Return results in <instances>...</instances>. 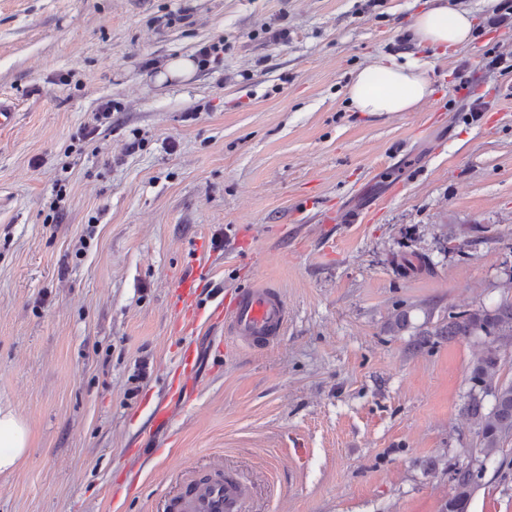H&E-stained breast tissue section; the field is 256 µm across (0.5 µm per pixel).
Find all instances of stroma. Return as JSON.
I'll list each match as a JSON object with an SVG mask.
<instances>
[{
	"label": "stroma",
	"mask_w": 512,
	"mask_h": 512,
	"mask_svg": "<svg viewBox=\"0 0 512 512\" xmlns=\"http://www.w3.org/2000/svg\"><path fill=\"white\" fill-rule=\"evenodd\" d=\"M447 2L476 24L439 51L408 30L429 0H0V406L31 431L0 512H167L213 472L244 512H443L487 340L418 335L512 300V73L487 67L512 59V0ZM218 41L220 66L168 74ZM382 55L424 61L432 97L353 111ZM344 208L361 221L324 223ZM411 253L431 270L397 274ZM200 265V305L263 281L288 326L196 329L197 382L157 427ZM479 484L468 512H512V439ZM112 124V102L102 103L87 124H84L81 135L83 139H93L100 134L102 127ZM199 279L195 277H186L181 280L177 286L179 288L180 301L182 307L179 311V325L182 328H194L203 318L197 303V294L199 289Z\"/></svg>",
	"instance_id": "35a3bbf8"
}]
</instances>
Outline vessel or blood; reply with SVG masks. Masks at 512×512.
<instances>
[{
	"instance_id": "vessel-or-blood-1",
	"label": "vessel or blood",
	"mask_w": 512,
	"mask_h": 512,
	"mask_svg": "<svg viewBox=\"0 0 512 512\" xmlns=\"http://www.w3.org/2000/svg\"><path fill=\"white\" fill-rule=\"evenodd\" d=\"M180 301L179 324L184 328L196 327L203 318L198 307L197 278L187 277L178 284ZM223 319L228 332L242 344H267L283 334L288 322V308L278 288L268 284H255L240 289L223 299L212 312ZM196 372L195 352L185 349L178 366V378L169 389L166 404L155 407V424L166 423L171 404L184 399L194 384ZM249 495L248 486L233 477L204 478L173 497L169 512H242Z\"/></svg>"
}]
</instances>
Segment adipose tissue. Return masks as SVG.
Here are the masks:
<instances>
[{"mask_svg": "<svg viewBox=\"0 0 512 512\" xmlns=\"http://www.w3.org/2000/svg\"><path fill=\"white\" fill-rule=\"evenodd\" d=\"M474 20L464 9L449 7L446 0H434L419 12L409 26L419 44L448 48L470 40ZM433 93L423 62L404 64L380 56L360 69L347 88L352 107L359 112H410L429 100ZM31 442L25 421L10 407H0V474L16 470Z\"/></svg>", "mask_w": 512, "mask_h": 512, "instance_id": "ef3b65f1", "label": "adipose tissue"}]
</instances>
